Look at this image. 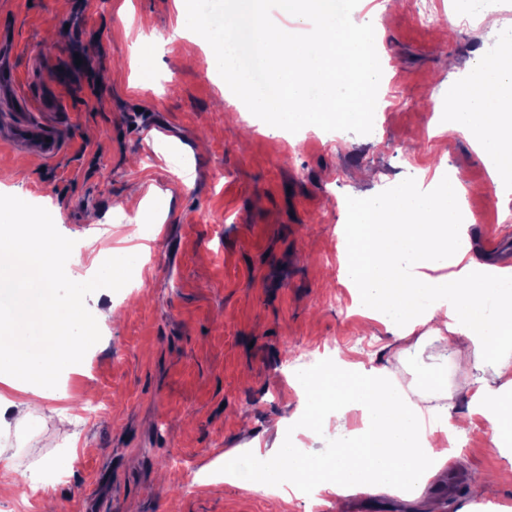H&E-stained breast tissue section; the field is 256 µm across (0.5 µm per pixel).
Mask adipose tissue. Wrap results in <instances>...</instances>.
<instances>
[{"label":"adipose tissue","instance_id":"obj_1","mask_svg":"<svg viewBox=\"0 0 512 512\" xmlns=\"http://www.w3.org/2000/svg\"><path fill=\"white\" fill-rule=\"evenodd\" d=\"M445 131L463 133L493 180L512 176V32L499 30L493 61L472 64L464 79L448 85ZM465 190L455 171L434 176L428 191L402 186L390 196L359 204L340 225L343 283L361 316L385 324L396 340L426 328L435 341L471 342L477 365L493 385L477 389L470 415L487 420L500 452H512V267L470 256L466 246ZM451 269V277L401 271L407 255ZM73 251L68 238L0 217V382L18 393L0 395V428L36 416L78 343H97L96 323L84 320L79 294L62 298L58 276ZM398 368L336 358L309 375H293L299 428L310 448L276 444L254 448V486L277 499L290 487L326 494L328 506L348 497L385 492L412 500L413 489L448 463V408L431 405L446 393L443 368L419 372L410 390ZM361 411L363 426L318 448L331 424Z\"/></svg>","mask_w":512,"mask_h":512}]
</instances>
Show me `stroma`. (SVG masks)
<instances>
[{
	"mask_svg": "<svg viewBox=\"0 0 512 512\" xmlns=\"http://www.w3.org/2000/svg\"><path fill=\"white\" fill-rule=\"evenodd\" d=\"M483 12L484 0H434L423 27L414 0H359L351 18L373 25L384 61L377 122L367 135L291 146L249 112L226 122L230 105L203 38L169 39L173 0H0V53L20 69L37 60L34 95L71 56L81 60L60 91L66 152L49 163L0 143V202L22 190L28 217L71 237L80 262L61 281L82 293L86 316L110 304L118 311L101 343L78 349L59 375L61 396L46 405L60 424L34 417L0 431L20 477L59 472L50 493L60 512H269L264 493L204 467L239 447L248 479L249 444L271 447V420L297 411L289 359L324 347L369 367L400 347L383 323L364 329L339 282L342 204L455 168L475 212L472 254L512 264V196L494 191L463 135L437 131L449 62L494 55L498 36ZM142 21L158 41L146 84L126 33ZM134 185L170 196L165 223L145 239L118 218L143 208ZM492 233L498 247L489 251ZM104 248L142 264L133 298L100 280ZM483 376L475 362L461 368L449 357L451 416L469 410L461 382L476 389ZM88 389L105 409L84 422L70 399ZM448 445L459 457L422 490L439 493V512H512V457L499 453L485 420L449 433ZM475 470L499 474L496 497L479 491Z\"/></svg>",
	"mask_w": 512,
	"mask_h": 512,
	"instance_id": "1",
	"label": "stroma"
}]
</instances>
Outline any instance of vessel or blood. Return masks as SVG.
<instances>
[{"label": "vessel or blood", "mask_w": 512, "mask_h": 512, "mask_svg": "<svg viewBox=\"0 0 512 512\" xmlns=\"http://www.w3.org/2000/svg\"><path fill=\"white\" fill-rule=\"evenodd\" d=\"M28 80L25 73L18 71L11 63L0 64V83L9 86L15 101L20 105V112L14 113L10 122L7 144L10 147H30L35 149L45 160L57 159L64 150V141L60 132L51 126L48 117L60 111L58 98H39L37 103H30L23 89Z\"/></svg>", "instance_id": "obj_1"}]
</instances>
